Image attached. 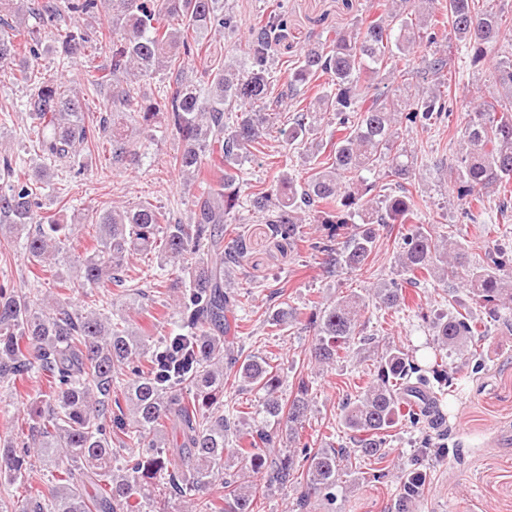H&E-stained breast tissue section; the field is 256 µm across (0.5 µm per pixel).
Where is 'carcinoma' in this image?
I'll return each mask as SVG.
<instances>
[{
	"instance_id": "1",
	"label": "carcinoma",
	"mask_w": 512,
	"mask_h": 512,
	"mask_svg": "<svg viewBox=\"0 0 512 512\" xmlns=\"http://www.w3.org/2000/svg\"><path fill=\"white\" fill-rule=\"evenodd\" d=\"M381 13L367 23L306 44L288 74V99L295 115L283 129L286 145H307L317 158L300 183L280 174L248 193L265 218L270 238L294 244L307 237L306 225L326 224L327 238L313 243L323 264L364 270L378 243V225L405 224L395 256L400 271L416 282L439 273L460 278L472 300L496 320L512 312V258L492 248L473 264L454 231L418 223L419 206L406 183L414 162L403 160L402 127L428 128L448 119L454 101L445 74L448 56L434 31L409 17L406 0H378ZM448 25L471 64L493 62L490 77L512 87V35L502 14L480 0H448ZM236 15L224 0H0V70L29 88L22 103L31 123L29 149L41 163L25 168L18 156L0 148V224L23 237L30 265L55 276L67 265L76 272L70 290L82 293L105 284L122 287L133 276L137 257L158 253L181 287L177 321L160 345L135 327L141 307L131 303L107 315L73 301L42 293V285L18 289L0 285V385L44 381L48 390L34 401L26 440L0 445V476L31 478V453L50 466L52 486L14 503L12 512H176V501L200 494L195 512H254L259 484L285 486L307 472L298 509L313 498L331 497L352 455L380 461L387 437L408 407L414 424L444 431L440 402L455 377L425 371L402 347L385 345L373 381L339 405L340 421L354 449L327 443L297 450L281 447L273 425H288V442L300 438L312 411V381L297 379L281 393L277 367L265 357L234 349L226 339L227 314L243 306L241 295L224 281L244 267L250 240L235 235L224 247V226L235 222L242 184L237 166L264 153L266 135L284 111L272 97L271 66L285 37V15L270 10L246 37L244 61H218L194 69L207 53V39L234 34ZM431 49L425 75L434 88L407 85L417 48ZM53 50L59 65L78 62L95 90L108 89L98 124L86 122L81 91L42 73V56ZM108 52L107 62L96 58ZM176 73L174 88L155 98L142 87L160 70ZM325 76L334 90H301ZM467 113L456 168L458 199L474 222L485 211L490 189H503L500 212L512 207V98L460 107ZM181 143L169 165L199 178L206 166H224L223 183L201 187L188 221L167 217L146 201L91 210L96 247L78 252L71 240L76 225L61 224L42 212L46 192L60 195L53 168L75 163L83 153L107 144L111 166L131 164L154 139L159 115ZM324 121L336 140L308 142L312 124ZM373 175L368 181L365 174ZM391 187L384 198L370 196ZM349 235L336 248V233ZM387 308L405 303L397 283L319 303L308 319L314 361L329 367L351 347L370 300ZM274 325L299 322L290 306L270 313ZM437 347L456 351L477 330L461 313L434 323ZM262 393L251 419L224 413V388ZM175 450H160L167 430ZM235 440L234 467L224 461ZM279 448L276 456L270 449ZM427 481L423 471L407 474L394 512H412Z\"/></svg>"
}]
</instances>
